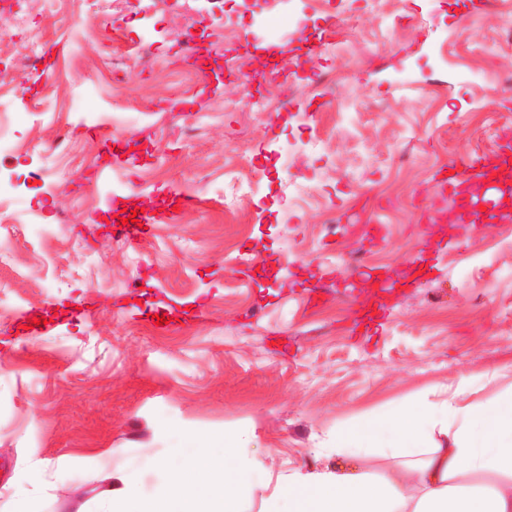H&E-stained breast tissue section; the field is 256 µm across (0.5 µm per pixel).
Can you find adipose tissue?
Listing matches in <instances>:
<instances>
[{"label": "adipose tissue", "mask_w": 512, "mask_h": 512, "mask_svg": "<svg viewBox=\"0 0 512 512\" xmlns=\"http://www.w3.org/2000/svg\"><path fill=\"white\" fill-rule=\"evenodd\" d=\"M472 393L463 376L446 396L424 392L337 427L326 444L354 468L289 469L265 512H512V389L490 403ZM165 433L158 492L141 494L149 465L133 462L102 512H240L244 496L271 482L260 461L239 452L247 431L202 438L169 425Z\"/></svg>", "instance_id": "adipose-tissue-1"}]
</instances>
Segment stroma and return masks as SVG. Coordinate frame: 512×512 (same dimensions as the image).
I'll use <instances>...</instances> for the list:
<instances>
[{"label": "stroma", "mask_w": 512, "mask_h": 512, "mask_svg": "<svg viewBox=\"0 0 512 512\" xmlns=\"http://www.w3.org/2000/svg\"><path fill=\"white\" fill-rule=\"evenodd\" d=\"M190 5L194 38L220 42L218 62L251 69L268 112L225 109L240 90L212 73L197 97H177L179 74L198 70L169 49L185 34L181 0H128L129 30L152 62L129 71L116 103L92 98L109 19L93 21L77 50L70 16L32 4L46 63L0 114L44 169L13 201L24 235L0 223L13 245L0 263L11 306L0 314V512H15L36 478L38 512L92 504L132 457H163L166 423L204 436L249 429L248 453L277 483L292 467H349L318 443L365 410L442 393L463 375L478 400L512 385V221L451 226L437 176L512 132V5L351 0L354 36L324 60L306 54L320 22L303 0H243L241 32L220 40L212 0ZM272 56L295 86L291 102L267 78ZM328 69L345 76L332 97L317 80ZM340 100L350 121L335 115ZM68 106L84 128L64 152ZM115 109L137 149L117 164L106 156L115 136L98 126ZM311 138L317 148L279 157ZM243 140L266 174L251 208L230 216L224 156ZM171 189L200 203L155 224L134 266L113 237L115 212L165 210ZM370 212L386 233L347 221ZM353 251L396 286L361 288L338 266ZM256 259L259 270L242 275ZM375 299L387 321L354 334L359 305ZM34 316L41 332L22 331ZM45 458L56 467L36 473Z\"/></svg>", "instance_id": "obj_1"}]
</instances>
